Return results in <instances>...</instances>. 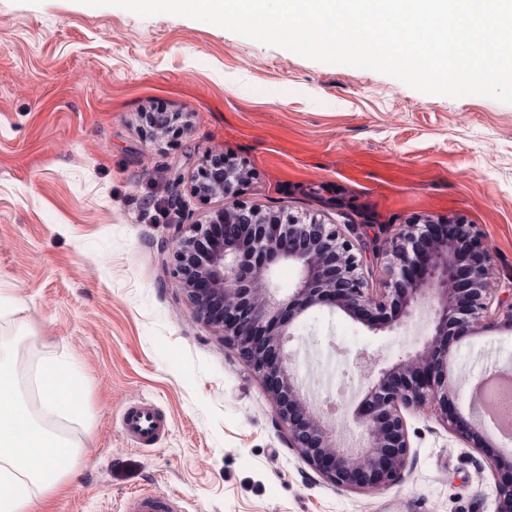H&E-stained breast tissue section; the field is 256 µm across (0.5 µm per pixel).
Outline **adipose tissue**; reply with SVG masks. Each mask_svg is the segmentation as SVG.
<instances>
[{"mask_svg":"<svg viewBox=\"0 0 512 512\" xmlns=\"http://www.w3.org/2000/svg\"><path fill=\"white\" fill-rule=\"evenodd\" d=\"M16 349L0 342V512H42L43 497L69 472L78 446L50 426L53 415L80 412L82 390L63 362L48 356L36 377L43 416L23 406Z\"/></svg>","mask_w":512,"mask_h":512,"instance_id":"adipose-tissue-1","label":"adipose tissue"}]
</instances>
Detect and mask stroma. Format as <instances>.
Segmentation results:
<instances>
[{
  "mask_svg": "<svg viewBox=\"0 0 512 512\" xmlns=\"http://www.w3.org/2000/svg\"><path fill=\"white\" fill-rule=\"evenodd\" d=\"M179 114L154 136L144 112ZM228 156L248 173L238 200L263 211L395 233L426 218L474 225L488 281L512 283V104L451 98L390 76L325 64L216 25L144 17L82 0H0V339L17 347L22 398L63 357L84 412L58 418L82 446L44 512H114L135 493L187 512H498L493 449L472 448L433 404L404 410V470L375 490L337 487L288 445L261 381L198 320L161 247L174 224L223 208L190 191ZM420 309L379 332L313 309L287 345L311 393L353 378L337 427L354 428L374 369L422 349ZM512 369V332L490 327L453 348L463 385ZM148 400L160 440L131 443L121 415Z\"/></svg>",
  "mask_w": 512,
  "mask_h": 512,
  "instance_id": "obj_1",
  "label": "stroma"
}]
</instances>
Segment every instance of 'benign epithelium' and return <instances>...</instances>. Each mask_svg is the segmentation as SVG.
I'll return each mask as SVG.
<instances>
[{
    "label": "benign epithelium",
    "instance_id": "1",
    "mask_svg": "<svg viewBox=\"0 0 512 512\" xmlns=\"http://www.w3.org/2000/svg\"><path fill=\"white\" fill-rule=\"evenodd\" d=\"M245 172L220 157L201 167L193 193L220 196L224 208L208 224H179L166 246L170 274L224 344L237 351L272 399L291 447L326 480L345 489H375L394 481L409 448L402 410L430 399L443 413L461 384L449 372L453 343L496 324L512 331V287L492 301L487 282L489 257L473 227L451 224L433 235L432 221L405 224L387 240L391 279V320L377 322L372 310L386 303L366 291L362 264L337 224L305 221L282 212H262L235 200ZM295 265L298 278L284 288L275 266ZM430 306L431 332L423 350L367 377L354 413L362 444L346 443L331 420L305 391L287 351L290 328L308 311L326 307L372 331L403 325L417 308ZM452 429L475 448H494L479 419L458 413Z\"/></svg>",
    "mask_w": 512,
    "mask_h": 512
}]
</instances>
